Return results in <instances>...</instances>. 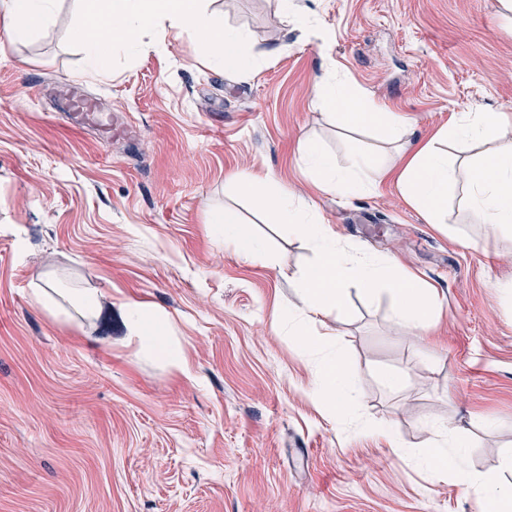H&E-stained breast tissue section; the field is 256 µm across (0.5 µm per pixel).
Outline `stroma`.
I'll return each mask as SVG.
<instances>
[{"mask_svg": "<svg viewBox=\"0 0 512 512\" xmlns=\"http://www.w3.org/2000/svg\"><path fill=\"white\" fill-rule=\"evenodd\" d=\"M289 2L213 0L255 54L242 72L160 27L90 71L74 0L26 39L0 31V512H479L451 472L418 463L442 425L460 426L469 470L512 484V231L479 223L460 184L444 226L391 177L319 192L297 151L307 139L340 165L379 145L317 109L331 74L406 116L412 142L463 112L512 122V13L504 0ZM66 92L135 134L67 126ZM250 174L436 291L423 338L387 293L353 286L349 314L312 324L349 356L359 422L317 400L316 357L274 326L298 313L315 253L235 193ZM227 207L262 260L215 231ZM48 273L99 289V316L42 310ZM133 303L170 321L182 367L130 335Z\"/></svg>", "mask_w": 512, "mask_h": 512, "instance_id": "1", "label": "stroma"}]
</instances>
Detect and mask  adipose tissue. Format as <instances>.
Segmentation results:
<instances>
[{"mask_svg": "<svg viewBox=\"0 0 512 512\" xmlns=\"http://www.w3.org/2000/svg\"><path fill=\"white\" fill-rule=\"evenodd\" d=\"M55 0H0V28L13 39L29 35L52 11ZM78 15L85 34L84 50L91 67L106 64L105 48L122 46L138 49L146 27L168 24L177 33L202 35L207 62L228 70L245 71L253 62L244 50L243 32L216 24L209 12V0H77ZM316 105L327 111L337 126L371 127L385 138L398 142L395 158L383 163L366 153H351L343 165H336L320 153L313 142L298 146L302 160L316 175L317 188L325 193L346 195L371 189L376 178L396 175L407 200L431 224L446 223L448 192L454 186L458 167L467 171V202L481 223L496 229H512V149L487 153L457 165L449 159L443 143L451 140L487 141L502 130L504 117L494 112H465L441 128L420 146L405 143L407 119L386 111L363 98L349 83L326 80L316 89ZM129 328L141 347L172 366H180L181 349L172 336L169 321L161 314L139 305H129ZM455 428L437 430L423 452L427 471H454L462 485L479 490L484 512H505L512 506V488H504L497 476L475 474L463 466L461 447H449Z\"/></svg>", "mask_w": 512, "mask_h": 512, "instance_id": "1", "label": "adipose tissue"}]
</instances>
